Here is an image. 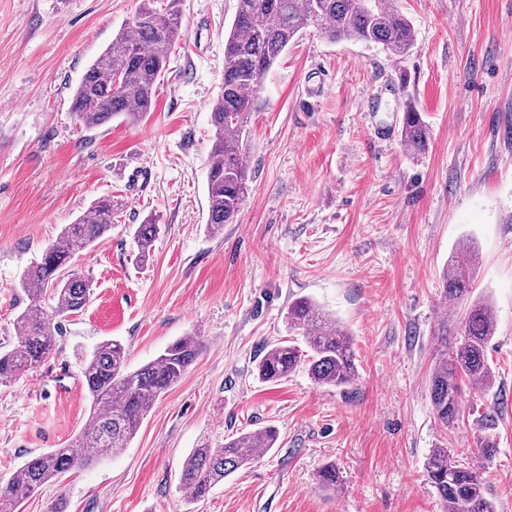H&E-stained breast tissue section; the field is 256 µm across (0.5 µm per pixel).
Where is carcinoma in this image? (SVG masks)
Instances as JSON below:
<instances>
[{
  "label": "carcinoma",
  "mask_w": 512,
  "mask_h": 512,
  "mask_svg": "<svg viewBox=\"0 0 512 512\" xmlns=\"http://www.w3.org/2000/svg\"><path fill=\"white\" fill-rule=\"evenodd\" d=\"M236 2L224 39L222 93L211 109L214 140L207 173V228L212 233L235 223L248 198L245 134L254 94L263 75L303 28L316 25L332 42L380 45L400 59L415 37L411 22L388 0ZM182 36V0H142L111 46L82 73L71 104L75 123L95 129L115 117L142 119L152 110L157 83ZM401 142L413 154L428 147L427 125L411 103L404 112ZM111 229L112 202L98 201L64 227L39 261L26 267L20 287L29 304L16 319L17 342L0 352V384L16 380L53 355L61 319L81 312L90 301L88 280L68 269V264ZM161 231L153 216L134 226L140 258L149 255ZM474 269L473 246L467 244L448 262L441 278V299L460 311L457 319L442 317L436 325L443 345L436 354L429 389L434 418L444 428L463 416V383L484 389L493 383L487 350L495 335L496 314L486 299L471 298ZM285 323L295 338L266 351L256 366L259 380L278 383L302 368L318 386L344 389L355 382L352 337L339 321L301 296L288 302ZM202 348L200 337L183 336L154 360L132 370L121 340L100 342L82 367V383L92 398L85 426L64 447L26 461L7 481H0V512H20L26 498L70 470L127 448L156 400L182 378ZM277 441L278 432L264 427L231 438L220 448H195L182 464L180 487L192 499L201 498L235 471L256 463L260 452L275 447ZM424 470L442 512H496L482 472L460 464L452 449H432ZM317 479L328 493L340 487L332 463L320 469Z\"/></svg>",
  "instance_id": "carcinoma-1"
}]
</instances>
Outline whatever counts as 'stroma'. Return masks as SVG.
Segmentation results:
<instances>
[{
  "mask_svg": "<svg viewBox=\"0 0 512 512\" xmlns=\"http://www.w3.org/2000/svg\"><path fill=\"white\" fill-rule=\"evenodd\" d=\"M140 4L0 0V348L17 340L24 269L97 200L115 209L111 232L70 263L90 280V303L63 321L53 357L0 385V477L83 427L82 359L99 342L122 340L133 370L190 333L204 349L128 448L45 486L22 512L60 496L67 512H441L424 463L443 443L481 467L497 512H512V0H395L415 31L401 59L302 29L261 80L251 193L215 234L210 110L236 0H183L186 35L144 120L88 131L70 114L82 73ZM409 103L429 129L418 155L400 140ZM150 215L164 231L142 259L132 227ZM467 242L479 254L473 295L497 314L495 378L464 387V416L445 429L428 379L440 278ZM299 296L350 331L354 385L320 387L302 370L257 378ZM266 426L276 448L187 499L179 479L193 448ZM329 463L335 496L316 480Z\"/></svg>",
  "mask_w": 512,
  "mask_h": 512,
  "instance_id": "obj_1",
  "label": "stroma"
}]
</instances>
